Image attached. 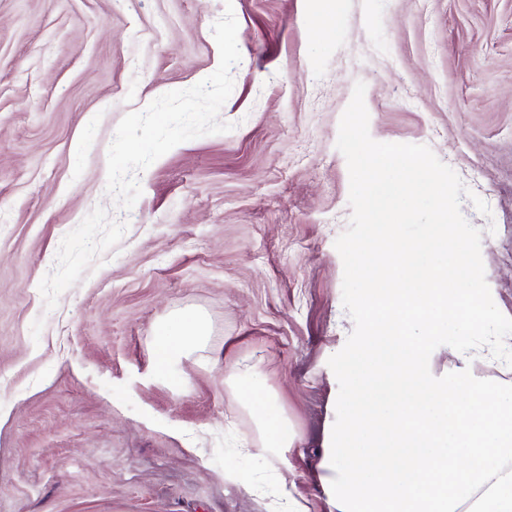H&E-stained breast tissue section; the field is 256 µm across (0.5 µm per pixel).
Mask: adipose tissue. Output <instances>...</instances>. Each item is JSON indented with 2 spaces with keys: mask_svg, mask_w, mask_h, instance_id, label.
I'll return each instance as SVG.
<instances>
[{
  "mask_svg": "<svg viewBox=\"0 0 512 512\" xmlns=\"http://www.w3.org/2000/svg\"><path fill=\"white\" fill-rule=\"evenodd\" d=\"M208 334L205 318L198 311L188 309L159 323L155 329L153 368L157 374H167L170 366L181 359L191 345L202 343ZM258 424L265 439L262 453L280 463H287L292 441L288 424L272 410H264L258 416Z\"/></svg>",
  "mask_w": 512,
  "mask_h": 512,
  "instance_id": "adipose-tissue-1",
  "label": "adipose tissue"
}]
</instances>
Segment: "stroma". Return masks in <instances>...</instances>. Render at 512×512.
I'll return each instance as SVG.
<instances>
[{
  "instance_id": "obj_1",
  "label": "stroma",
  "mask_w": 512,
  "mask_h": 512,
  "mask_svg": "<svg viewBox=\"0 0 512 512\" xmlns=\"http://www.w3.org/2000/svg\"><path fill=\"white\" fill-rule=\"evenodd\" d=\"M359 80L374 140L487 203L461 211L512 318V0H0V512H272L240 450L267 393L293 498L334 512ZM185 309L208 336L158 376Z\"/></svg>"
}]
</instances>
